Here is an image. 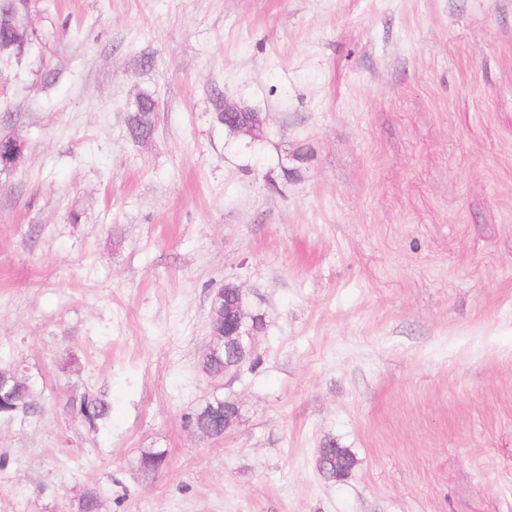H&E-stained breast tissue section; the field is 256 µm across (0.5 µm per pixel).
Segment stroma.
Masks as SVG:
<instances>
[{
  "mask_svg": "<svg viewBox=\"0 0 512 512\" xmlns=\"http://www.w3.org/2000/svg\"><path fill=\"white\" fill-rule=\"evenodd\" d=\"M0 62V512H512V0H33ZM156 101L135 142L128 116ZM265 115L227 143L217 97ZM305 161H294L295 152ZM251 365L199 368L225 282ZM104 395L90 430L65 404ZM237 417L209 438L212 395ZM356 459L344 481L315 458ZM167 453L143 474L142 449ZM16 5L15 11L12 15V23L16 28L22 30V35L14 43L13 53L19 59H21L27 52L28 49V38L29 34L35 35V27L30 22V9L28 7L29 1H14ZM156 101L148 94H142L136 106V110L128 118L130 134L135 137L150 136L155 127ZM26 143L17 135L11 134L0 141V174L17 170L23 160ZM0 416H27L38 411L34 385L16 368L0 367ZM224 405L237 407L224 396H213L191 417V424L199 431L208 433L212 423L224 416V432L231 426V420L224 415ZM356 460L347 448H341L335 442H329L319 448L316 457L318 472L332 481L344 480L352 473Z\"/></svg>",
  "mask_w": 512,
  "mask_h": 512,
  "instance_id": "35a3bbf8",
  "label": "stroma"
}]
</instances>
